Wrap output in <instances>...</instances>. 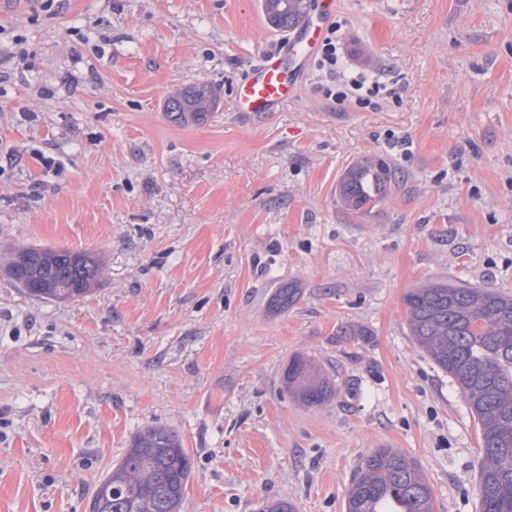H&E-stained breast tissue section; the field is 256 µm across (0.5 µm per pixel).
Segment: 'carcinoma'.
<instances>
[{"instance_id": "cac0c4a2", "label": "carcinoma", "mask_w": 512, "mask_h": 512, "mask_svg": "<svg viewBox=\"0 0 512 512\" xmlns=\"http://www.w3.org/2000/svg\"><path fill=\"white\" fill-rule=\"evenodd\" d=\"M270 24L297 26L307 0H265ZM211 105L201 87L173 99L175 123L200 120ZM392 180L382 160L353 167L340 184L342 202L359 210L381 200ZM21 250L9 258L12 277L39 299L65 300L90 290L101 275L99 261L64 249ZM299 289H277L269 305L284 312ZM411 336L434 364L448 373L477 419L481 440L478 492L481 512H512V296L485 288L444 283L412 288L404 295ZM285 388L307 407L327 402L332 382L318 365L295 357L284 373ZM192 461L181 441L164 427L137 434L89 501L103 512H181ZM346 512H435L432 489L418 465L392 448L369 454L354 474Z\"/></svg>"}]
</instances>
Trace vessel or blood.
Here are the masks:
<instances>
[{
    "label": "vessel or blood",
    "instance_id": "obj_1",
    "mask_svg": "<svg viewBox=\"0 0 512 512\" xmlns=\"http://www.w3.org/2000/svg\"><path fill=\"white\" fill-rule=\"evenodd\" d=\"M334 10V0H321L316 18L304 20L284 48L268 55L246 76L236 91V111L274 112L296 97L302 64L318 50Z\"/></svg>",
    "mask_w": 512,
    "mask_h": 512
}]
</instances>
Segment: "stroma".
Wrapping results in <instances>:
<instances>
[{
  "label": "stroma",
  "mask_w": 512,
  "mask_h": 512,
  "mask_svg": "<svg viewBox=\"0 0 512 512\" xmlns=\"http://www.w3.org/2000/svg\"><path fill=\"white\" fill-rule=\"evenodd\" d=\"M335 2L340 71L386 92L329 98L313 60L245 116L236 85L290 37L263 0H0V253L105 269L47 300L0 265V512H86L151 426L192 459L182 512H344L377 448L418 463L436 512H480L477 422L403 297L512 295V0ZM200 85L207 116L171 121ZM375 158L395 181L348 209L341 180ZM297 355L333 380L325 404L285 389Z\"/></svg>",
  "instance_id": "35a3bbf8"
}]
</instances>
